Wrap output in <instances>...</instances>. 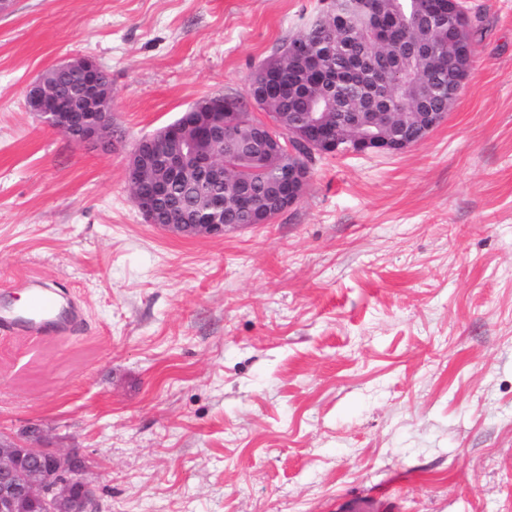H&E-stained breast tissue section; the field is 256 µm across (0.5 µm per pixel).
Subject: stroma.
Here are the masks:
<instances>
[{
	"label": "stroma",
	"mask_w": 512,
	"mask_h": 512,
	"mask_svg": "<svg viewBox=\"0 0 512 512\" xmlns=\"http://www.w3.org/2000/svg\"><path fill=\"white\" fill-rule=\"evenodd\" d=\"M478 13L445 122L336 154L270 223L147 224L134 144L244 93L321 0H13L0 13V435L82 456L98 512H512V0ZM71 56L112 77V148L27 106ZM29 288L28 306L24 311L8 307L1 309L0 328L46 334L61 328L76 314L73 307L48 285L36 282Z\"/></svg>",
	"instance_id": "35a3bbf8"
}]
</instances>
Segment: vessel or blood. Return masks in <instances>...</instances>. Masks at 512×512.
<instances>
[{
	"mask_svg": "<svg viewBox=\"0 0 512 512\" xmlns=\"http://www.w3.org/2000/svg\"><path fill=\"white\" fill-rule=\"evenodd\" d=\"M74 314L73 307L65 303L53 288L36 282L30 286L25 310L8 307L0 310V328L46 334L61 328Z\"/></svg>",
	"mask_w": 512,
	"mask_h": 512,
	"instance_id": "b4317fda",
	"label": "vessel or blood"
}]
</instances>
